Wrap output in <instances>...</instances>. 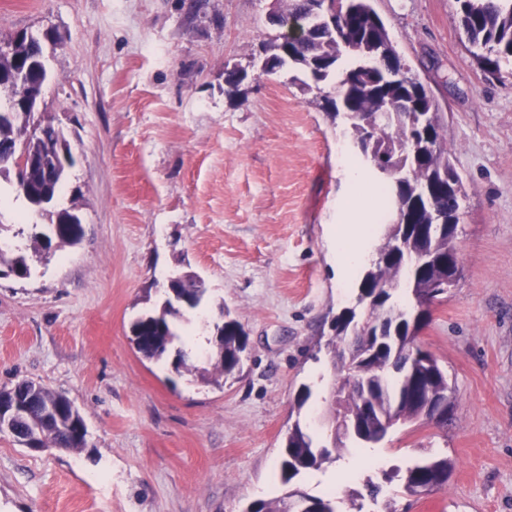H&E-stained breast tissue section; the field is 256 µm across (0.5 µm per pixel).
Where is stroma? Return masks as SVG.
I'll return each instance as SVG.
<instances>
[{
  "label": "stroma",
  "mask_w": 512,
  "mask_h": 512,
  "mask_svg": "<svg viewBox=\"0 0 512 512\" xmlns=\"http://www.w3.org/2000/svg\"><path fill=\"white\" fill-rule=\"evenodd\" d=\"M271 6L0 0V38L49 36L41 111L75 158L57 203L75 206L83 228L78 245L32 259L28 278L0 277V389L28 379L63 392L88 430L79 451L0 435V512H245L281 494L294 421L330 444L335 370L322 345L359 282L339 283L326 229L341 220L352 148L324 107L335 80L308 91L294 68L260 73ZM373 6L431 88L464 184L462 275L416 338L447 372L452 407L447 422L391 429L352 476L327 464L300 484L335 491L349 512V491L444 453L454 467L434 492L384 484L397 512H512V73L484 75L455 0ZM232 68L247 74L235 89ZM48 222L0 181V241L26 246ZM187 270L207 288L179 323L201 338L190 364L205 365L225 315L248 335L240 373L220 386L130 342Z\"/></svg>",
  "instance_id": "obj_1"
}]
</instances>
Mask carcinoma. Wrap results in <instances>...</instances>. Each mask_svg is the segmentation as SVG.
<instances>
[{"label": "carcinoma", "instance_id": "cac0c4a2", "mask_svg": "<svg viewBox=\"0 0 512 512\" xmlns=\"http://www.w3.org/2000/svg\"><path fill=\"white\" fill-rule=\"evenodd\" d=\"M460 20L468 41L478 49L475 57L481 70L499 77L502 68L512 63V0H456ZM311 0H286L278 34L267 48L280 42L288 45V53L277 57L269 72L285 66L304 71L314 84L338 74L339 93L325 98V109L334 118L344 117L345 133L355 148L368 154V160L386 182L385 193L394 210L393 223L388 225L377 247V259L361 279L359 291L370 299V317L393 304L402 311L435 297L437 285L448 280V253L455 251L457 227L441 232H429V225L448 224V214L459 211L463 183L444 148L445 126L442 113L426 84L409 73L383 19L374 10L371 0H347V13L337 15L336 35L328 29L321 33L308 28L311 21ZM18 69L15 56L0 51V97L16 93L18 83L13 78ZM417 100L422 112L429 115L421 127L398 116L385 118L386 111L399 102ZM70 145H59L54 124H43L35 113L18 107L4 117L0 115V178L10 180L14 170L21 169L26 187L32 195L26 201L33 205L37 196H59L64 188L68 169L54 170L53 158ZM42 154L44 167L20 166L22 157ZM446 173L456 178L455 192L433 189V182ZM49 215V232L30 236V252L49 251L50 246H74L81 241L82 225L71 224L70 208L50 205L40 208ZM404 248L428 246L438 253V262L413 274L400 270L402 255L394 253V245ZM31 270L27 252L19 248L14 253L0 249V268ZM172 292L183 299L182 305L194 309L204 294L203 283L192 278L171 283ZM181 315L169 301L139 317L132 324L131 343L146 359L160 360L169 353V346L178 338L172 319ZM350 324L348 312L336 316L332 329L334 338L327 344L334 355L339 339ZM421 325L411 326L402 316L387 319L386 341L377 335L367 339L369 355L354 356L350 363L339 366L340 380L355 375L368 381L369 396L356 390L343 395L341 405L331 403V417L341 415L356 419L364 427L368 440L381 429V420L397 417L425 422L436 400L448 398V377L435 367L423 382V392L415 393L416 379L407 364L392 367L391 345L401 351H414L415 337ZM247 347V335L241 324L229 317L224 319V337L214 342L211 369L198 372L206 383L239 370L242 354ZM12 390L32 399V421H17L19 432L32 430L41 448L80 450L85 442L74 437L70 428L72 402L62 393L52 391L29 380L17 382ZM346 450V441L336 439L334 449L314 446L310 434L296 423L288 428L281 450L280 481L283 493L270 500L260 499L248 506L247 512H288L287 500L295 489L294 482L310 470H318L329 461H336ZM450 464L446 455H430L406 468L384 472V480L400 478L404 493L418 496L432 477L448 480ZM308 512H336V497H309Z\"/></svg>", "mask_w": 512, "mask_h": 512}]
</instances>
